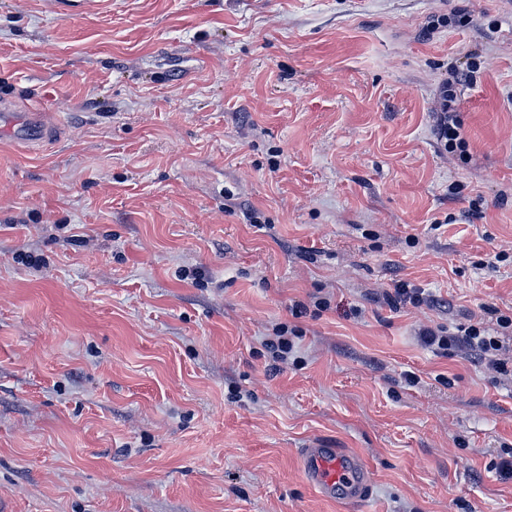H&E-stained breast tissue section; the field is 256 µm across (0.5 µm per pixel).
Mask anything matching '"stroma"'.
<instances>
[{"mask_svg": "<svg viewBox=\"0 0 512 512\" xmlns=\"http://www.w3.org/2000/svg\"><path fill=\"white\" fill-rule=\"evenodd\" d=\"M3 97L55 128L0 135L9 512H345L313 442L365 512H512V378L419 339L512 315L503 0H0ZM392 290V292H387L384 297L386 303L392 308L397 309L398 306L400 308V305L407 304L418 306L425 301L424 288L411 287L407 283H399ZM273 330V338L269 339L265 344L272 352V357L279 362H286L295 352V341L294 337L299 338L296 335V329H289L285 323L275 325ZM301 475L319 496L338 500L349 508L369 497L368 464L343 448H327L320 443L301 448Z\"/></svg>", "mask_w": 512, "mask_h": 512, "instance_id": "35a3bbf8", "label": "stroma"}]
</instances>
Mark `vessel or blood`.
Listing matches in <instances>:
<instances>
[{
    "instance_id": "obj_1",
    "label": "vessel or blood",
    "mask_w": 512,
    "mask_h": 512,
    "mask_svg": "<svg viewBox=\"0 0 512 512\" xmlns=\"http://www.w3.org/2000/svg\"><path fill=\"white\" fill-rule=\"evenodd\" d=\"M0 129L19 140L35 141L41 137V129L32 116L6 110L0 112ZM301 475L319 496L350 508L363 504L369 497L368 464L342 448L309 444L301 451Z\"/></svg>"
}]
</instances>
